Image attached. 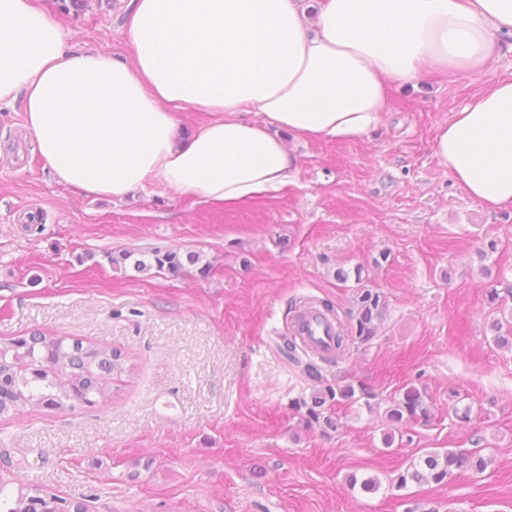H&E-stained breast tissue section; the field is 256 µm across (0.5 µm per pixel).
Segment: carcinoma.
I'll use <instances>...</instances> for the list:
<instances>
[{"instance_id": "cac0c4a2", "label": "carcinoma", "mask_w": 512, "mask_h": 512, "mask_svg": "<svg viewBox=\"0 0 512 512\" xmlns=\"http://www.w3.org/2000/svg\"><path fill=\"white\" fill-rule=\"evenodd\" d=\"M134 260L138 272L152 269L180 274L184 265L175 252L154 250L150 260L134 259V253L122 252L110 256L115 269L126 266ZM358 287L352 295L350 311V334H345L342 324H337L336 351L345 349L351 340L362 343L375 335V323L380 321L387 309L384 293L357 279ZM283 351L288 359L302 368V372L321 387L313 390L309 398L292 402V407L305 411L306 422L317 425L322 433L337 429V422L330 414L335 406L354 405L364 402L372 407L377 399L374 390L363 383L322 384V373L313 361L304 362L298 356L296 338L282 337ZM124 371L121 354L108 347L88 345L75 341L66 343L59 336H35L29 340L14 339L0 343V416L11 412L20 413L28 407L63 409L75 408L77 404L94 405L107 402L106 377ZM390 422L403 427L415 421H428L434 415L433 403L427 392L416 386H408L401 396L390 401L386 410ZM488 460L481 450L470 452L451 449H434L412 460L397 478V488L408 482H432L442 484L455 470L483 472ZM0 512H85L80 503L66 504V501L43 491L31 488L27 492L12 495L0 487Z\"/></svg>"}]
</instances>
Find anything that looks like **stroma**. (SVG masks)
<instances>
[{
    "instance_id": "1",
    "label": "stroma",
    "mask_w": 512,
    "mask_h": 512,
    "mask_svg": "<svg viewBox=\"0 0 512 512\" xmlns=\"http://www.w3.org/2000/svg\"><path fill=\"white\" fill-rule=\"evenodd\" d=\"M45 2L73 50L128 55V0ZM511 77L500 52L472 78L395 89L369 136L289 139L288 187L230 207L158 186L121 201L82 194L53 177L21 107L1 108L0 341L80 339L120 351L126 370L108 404L0 416V484L87 512H512V349L491 328L512 299H487L497 277L512 283V208L485 210L432 151L440 124ZM122 250L193 252L210 270L113 269ZM360 280L385 293L386 317L323 374L364 382L378 403L341 408L325 436L293 409L314 384L277 342L309 305L344 316ZM410 385L434 416L385 446L388 403ZM459 402L470 421L453 416ZM428 448H478L490 462L397 488Z\"/></svg>"
}]
</instances>
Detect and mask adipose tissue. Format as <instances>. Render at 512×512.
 I'll use <instances>...</instances> for the list:
<instances>
[{"mask_svg": "<svg viewBox=\"0 0 512 512\" xmlns=\"http://www.w3.org/2000/svg\"><path fill=\"white\" fill-rule=\"evenodd\" d=\"M130 54L66 43L52 11L0 0V107L22 102L62 183L124 198L163 185L217 206L276 193L283 139L355 141L392 86L479 75L512 38V0H131ZM208 122L184 127L182 113ZM433 154L490 210L512 206V79L439 126Z\"/></svg>", "mask_w": 512, "mask_h": 512, "instance_id": "ef3b65f1", "label": "adipose tissue"}]
</instances>
